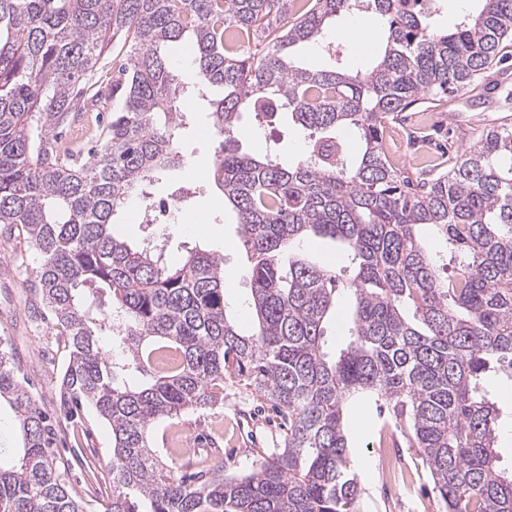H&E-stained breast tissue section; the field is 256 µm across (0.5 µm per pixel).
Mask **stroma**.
<instances>
[{"instance_id":"35a3bbf8","label":"stroma","mask_w":512,"mask_h":512,"mask_svg":"<svg viewBox=\"0 0 512 512\" xmlns=\"http://www.w3.org/2000/svg\"><path fill=\"white\" fill-rule=\"evenodd\" d=\"M348 22L345 16L331 20L324 42L295 48L292 61L310 69H322L330 65L329 53L334 50L348 68H366L374 52L355 48L345 34ZM222 96V88L214 86L188 104L179 131L184 163L161 174L149 188L156 202L182 195L180 209L169 223L141 227L129 240L134 243L141 237H154L165 241L166 259L172 265L178 264L186 249L192 247L218 254L224 261L227 309L237 318L240 330L247 333L253 328V319L246 307V253L238 235L236 216L225 209L224 195L210 179L220 139L210 122L209 103ZM465 96L469 105L464 109V122L449 121V113L459 108L455 96L450 95L437 107L419 104L387 123L383 136L385 150L412 180L429 178L431 165L455 160L462 147L479 134L481 126L471 125L470 117H482V126L512 127V59L475 79ZM239 125L244 131L242 151L262 154L274 147L289 162L304 151L303 138L287 114H277L265 122L245 112ZM13 253V247H0V337L15 348L20 372L38 406L57 415L56 384L66 351L49 321L33 313L34 295L28 280L36 275L37 255L27 252V272L19 276L14 272ZM494 399L501 410L498 466L508 476L512 474V383L502 382L494 391ZM55 428L58 436L53 456L57 463L66 465L64 479L71 492L83 503L86 512H104L112 495V442L108 425L88 409L80 423L73 425L59 418ZM176 432L197 441L201 454L222 458L228 475L252 471L270 459L282 441L279 417L234 376L224 381L222 405L183 415L153 431L158 460L164 469L177 476L195 472L194 460L177 454L168 441ZM350 438L352 463L362 487L360 512H445L418 449L409 447L399 431L378 416L375 409H368L363 425L351 426Z\"/></svg>"}]
</instances>
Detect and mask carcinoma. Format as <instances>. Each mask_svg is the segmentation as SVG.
Masks as SVG:
<instances>
[{"label": "carcinoma", "mask_w": 512, "mask_h": 512, "mask_svg": "<svg viewBox=\"0 0 512 512\" xmlns=\"http://www.w3.org/2000/svg\"><path fill=\"white\" fill-rule=\"evenodd\" d=\"M482 2L438 32L423 0H0V237L40 258L30 288L68 350L61 415L86 405L110 425L104 512H359L348 423L366 401L419 449L446 512H512V478L497 467L499 409L483 386L493 373L512 380V128L483 131L447 172L417 184L381 139L388 119L507 60L512 0ZM362 6L383 20L376 64L288 61ZM120 36L129 50L105 95L96 71ZM184 37L201 86L224 89L211 103L224 135L211 181L250 260L248 334L227 315L217 255L193 249L172 266L163 248L112 234L125 202L153 205L146 184L180 164L170 118L180 98L161 48ZM106 108L96 147L62 145L81 110ZM282 111L303 135L297 162L240 149L241 113ZM342 129L361 154L347 153ZM424 227L454 251L453 273L440 275L424 250ZM311 232L342 243L349 281L287 256ZM345 292L349 342L331 354L325 323ZM232 374L278 411L284 446L240 478L164 472L150 428L224 403ZM1 399L23 454L0 465V512H84L48 451L51 420L2 337Z\"/></svg>", "instance_id": "obj_1"}]
</instances>
